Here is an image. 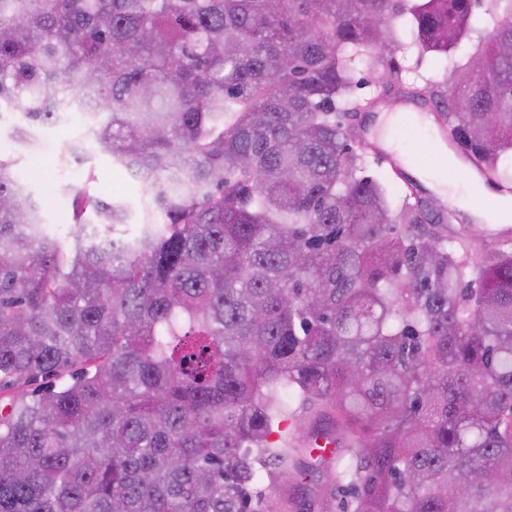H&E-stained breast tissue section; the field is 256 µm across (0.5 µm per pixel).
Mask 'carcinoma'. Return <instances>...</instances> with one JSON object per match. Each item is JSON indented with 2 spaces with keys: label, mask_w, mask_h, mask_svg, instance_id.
<instances>
[{
  "label": "carcinoma",
  "mask_w": 512,
  "mask_h": 512,
  "mask_svg": "<svg viewBox=\"0 0 512 512\" xmlns=\"http://www.w3.org/2000/svg\"><path fill=\"white\" fill-rule=\"evenodd\" d=\"M0 0V110L81 106L133 209L61 237L0 155V512H263L294 410L342 512H512V239L394 207L337 119L415 94L512 182V0ZM486 29L451 89L403 74ZM388 72L354 95L359 63Z\"/></svg>",
  "instance_id": "carcinoma-1"
}]
</instances>
